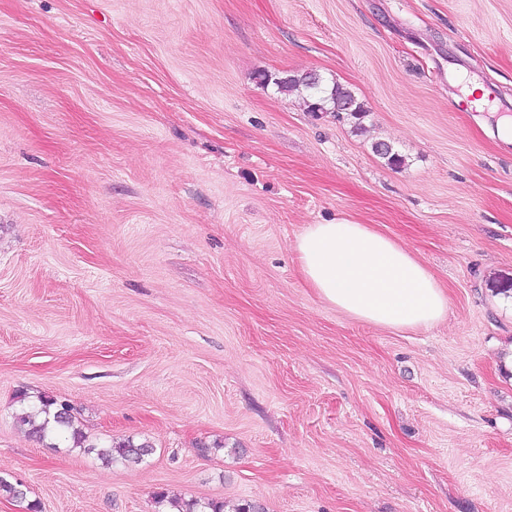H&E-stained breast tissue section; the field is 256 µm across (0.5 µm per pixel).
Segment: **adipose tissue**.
<instances>
[{
    "label": "adipose tissue",
    "mask_w": 512,
    "mask_h": 512,
    "mask_svg": "<svg viewBox=\"0 0 512 512\" xmlns=\"http://www.w3.org/2000/svg\"><path fill=\"white\" fill-rule=\"evenodd\" d=\"M305 280L336 310L392 329L432 326L448 295L404 246L366 224H310L296 238Z\"/></svg>",
    "instance_id": "ef3b65f1"
}]
</instances>
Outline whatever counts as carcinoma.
<instances>
[{
    "mask_svg": "<svg viewBox=\"0 0 512 512\" xmlns=\"http://www.w3.org/2000/svg\"><path fill=\"white\" fill-rule=\"evenodd\" d=\"M278 90L290 92L303 88L319 93L314 102L308 105L312 112H340V105L351 104L350 114L357 117L364 107L355 95L339 84L323 87V80L315 73L300 76H287L275 82ZM16 424L37 442L56 447V441L64 440L73 448H85L86 436L77 425L74 408L66 401L41 396L37 401L24 406L15 416ZM154 448L147 441L132 439L114 442L98 452V457L106 464L120 462L125 466L139 465L151 455Z\"/></svg>",
    "mask_w": 512,
    "mask_h": 512,
    "instance_id": "1",
    "label": "carcinoma"
}]
</instances>
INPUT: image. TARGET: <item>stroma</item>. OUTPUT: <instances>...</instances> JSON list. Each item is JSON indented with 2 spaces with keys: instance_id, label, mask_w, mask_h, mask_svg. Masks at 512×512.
<instances>
[{
  "instance_id": "stroma-1",
  "label": "stroma",
  "mask_w": 512,
  "mask_h": 512,
  "mask_svg": "<svg viewBox=\"0 0 512 512\" xmlns=\"http://www.w3.org/2000/svg\"><path fill=\"white\" fill-rule=\"evenodd\" d=\"M305 73L364 114L278 92ZM502 114L512 0H0V512H512ZM342 219L407 247L445 320L325 304L293 243ZM21 392L94 451L30 438ZM128 437L153 454L98 458ZM280 92H290L302 87L305 90H314L320 93L314 102L309 103L310 112H336L340 113V105L351 104L350 114L357 117L365 112L363 104L355 95L339 84H333L330 88L323 87V80L318 74L309 73L300 76H287L275 82Z\"/></svg>"
}]
</instances>
